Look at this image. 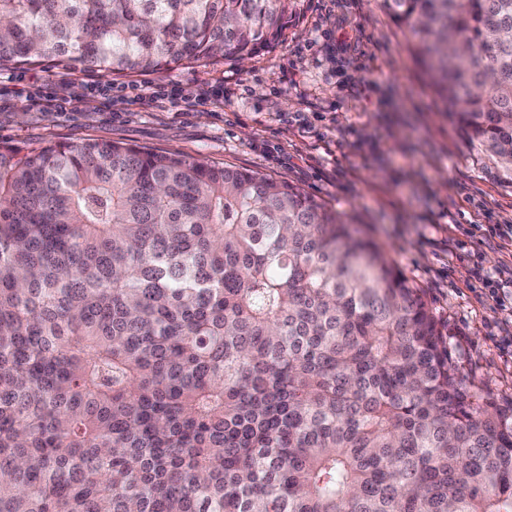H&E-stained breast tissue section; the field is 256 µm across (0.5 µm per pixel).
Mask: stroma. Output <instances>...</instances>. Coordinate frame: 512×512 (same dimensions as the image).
<instances>
[{
    "label": "stroma",
    "instance_id": "stroma-1",
    "mask_svg": "<svg viewBox=\"0 0 512 512\" xmlns=\"http://www.w3.org/2000/svg\"><path fill=\"white\" fill-rule=\"evenodd\" d=\"M413 42L380 0H301L251 58L142 74L168 91V111L62 89L65 111L19 98L0 112V144L119 141L300 187L377 243L423 291L481 395L507 403L512 359L494 336L512 311L478 303L470 286L473 266L512 260L479 243L480 225H512V184L448 119ZM200 88L205 98L183 111Z\"/></svg>",
    "mask_w": 512,
    "mask_h": 512
}]
</instances>
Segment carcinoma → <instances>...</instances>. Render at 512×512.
I'll use <instances>...</instances> for the list:
<instances>
[{"label":"carcinoma","instance_id":"carcinoma-1","mask_svg":"<svg viewBox=\"0 0 512 512\" xmlns=\"http://www.w3.org/2000/svg\"><path fill=\"white\" fill-rule=\"evenodd\" d=\"M300 0H0V71L239 59ZM512 179V0H381ZM0 512H512V409L342 215L110 140L0 146Z\"/></svg>","mask_w":512,"mask_h":512}]
</instances>
